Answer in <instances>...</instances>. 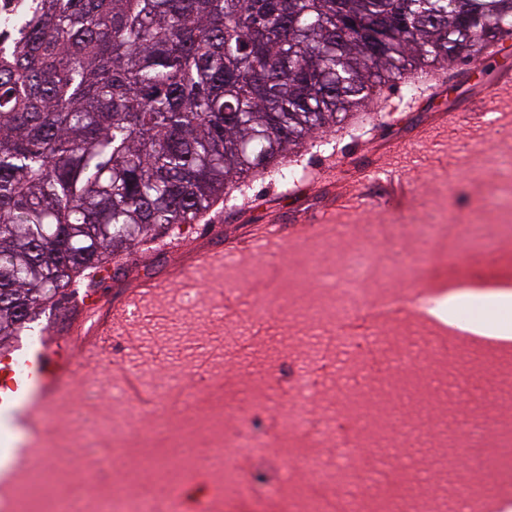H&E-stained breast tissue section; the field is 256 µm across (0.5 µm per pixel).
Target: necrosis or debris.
I'll return each instance as SVG.
<instances>
[{
    "label": "necrosis or debris",
    "instance_id": "4bbe7bcc",
    "mask_svg": "<svg viewBox=\"0 0 512 512\" xmlns=\"http://www.w3.org/2000/svg\"><path fill=\"white\" fill-rule=\"evenodd\" d=\"M464 202L460 184L446 186L433 219L417 225L419 239L428 243L447 236L448 221ZM478 207L498 222L489 232L467 226L461 244L496 255L512 253L511 151L498 154L494 188ZM398 255L402 267L397 271L377 268L375 253L364 243L331 264L310 255L304 272L314 276L316 286L308 295L273 289L256 296L241 320L256 324L283 310L295 311L300 322L325 330L356 362V341L342 335V327L364 310L384 306L388 315L369 328L380 337L382 351L406 359L408 340L419 338L430 353L429 369L393 370L377 387L336 388V411L315 414L304 406L317 391L315 382L296 374L298 399L290 401L279 389L284 372L275 368L260 382V406L245 411L229 399L223 412L211 417L212 434L201 455L188 414L194 393L183 373H158L142 381L151 404L120 397L108 416L86 429V436L110 441L109 456L76 451L67 429L46 428L26 485L0 505V512H512V413L507 410L512 404V346L447 338L444 323L431 312L447 300L448 291L424 287L418 271L433 264L456 266V258L403 246ZM397 274L408 285L401 295L381 286ZM452 369L469 378L492 376L502 411L490 416L483 402H474L471 427L462 429L455 401L431 388L432 381L445 379ZM177 387L184 390L187 411L180 418L169 399ZM142 415L149 423L138 439L147 452L132 461L127 424ZM274 422L288 439L289 456L272 449ZM413 434L434 447L423 466L435 483L426 496L397 459L387 458L377 467L366 460L367 449L397 448ZM466 447L473 455L464 463L458 451ZM460 470L464 480H453ZM62 473L69 484L59 492L55 486ZM145 473L161 485V493L141 491L139 477ZM297 473L302 476L298 483L292 480Z\"/></svg>",
    "mask_w": 512,
    "mask_h": 512
}]
</instances>
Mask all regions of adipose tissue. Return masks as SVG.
Here are the masks:
<instances>
[{"label": "adipose tissue", "instance_id": "ef3b65f1", "mask_svg": "<svg viewBox=\"0 0 512 512\" xmlns=\"http://www.w3.org/2000/svg\"><path fill=\"white\" fill-rule=\"evenodd\" d=\"M478 307L480 316L474 317L471 327L473 331L484 336H493L501 339L512 337V323L500 320L497 322L483 318L482 313L493 310L503 313L512 310V290L486 289L480 291H454L449 293L447 301L437 313L438 318L448 324H455L456 311L461 305Z\"/></svg>", "mask_w": 512, "mask_h": 512}]
</instances>
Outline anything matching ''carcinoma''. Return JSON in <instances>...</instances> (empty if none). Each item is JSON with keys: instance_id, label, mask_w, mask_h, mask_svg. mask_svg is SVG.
Returning <instances> with one entry per match:
<instances>
[{"instance_id": "cac0c4a2", "label": "carcinoma", "mask_w": 512, "mask_h": 512, "mask_svg": "<svg viewBox=\"0 0 512 512\" xmlns=\"http://www.w3.org/2000/svg\"><path fill=\"white\" fill-rule=\"evenodd\" d=\"M14 2L0 9L1 342L383 87L512 35V0Z\"/></svg>"}]
</instances>
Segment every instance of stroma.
<instances>
[{"instance_id": "35a3bbf8", "label": "stroma", "mask_w": 512, "mask_h": 512, "mask_svg": "<svg viewBox=\"0 0 512 512\" xmlns=\"http://www.w3.org/2000/svg\"><path fill=\"white\" fill-rule=\"evenodd\" d=\"M503 68L512 69V41L486 55L481 65L441 63L437 69L447 82L440 94L417 90L404 96L400 87L383 88L376 103L366 107L353 123L327 131L329 147L309 141L296 156L297 165L315 170L312 178L284 187L268 179L241 182L232 198L215 206L203 221L184 225L181 235L195 247L248 239L260 224H303L311 213L331 207L338 195L356 196L370 202V210L342 217L333 233L334 240L325 255L332 263L349 246L370 240L380 263L395 256V242L431 254L453 249L458 228L479 223L493 226L494 214L480 211L475 203L487 196L494 177L495 155L512 150V138L488 132L486 126L459 121L453 128L435 127V112L454 111L466 100L478 98L484 84ZM445 151L444 158L429 162L433 148ZM412 187L404 205L390 200L395 180ZM465 182L470 204L457 209L447 238L423 244L415 235L417 224L429 220L441 202V191L449 182ZM306 241L285 240L279 249H262L236 257L237 265L248 268L274 260L277 285L281 288L311 290L315 283L299 277L304 265ZM182 252L163 249L155 242H144L121 253L112 261V285L102 289V299L118 296L122 289L148 274L164 275L183 265ZM218 274H197L193 288L199 304H184L182 289L151 307L136 331L135 345L117 337L115 350L137 370L154 372L172 367L194 376L198 367L220 370L219 387L197 396L194 407L204 413L223 406L233 398L242 406L254 403L253 391L271 364L291 358L297 371L318 370L319 390L309 401L313 412L331 408L327 393L330 384L354 378L364 384V376H352L348 359L337 351L323 332L306 328L280 316L264 323L262 330L243 323L238 316L224 318L205 315V308L221 304L223 290ZM108 389H76L68 400L70 429L105 415L111 405Z\"/></svg>"}]
</instances>
